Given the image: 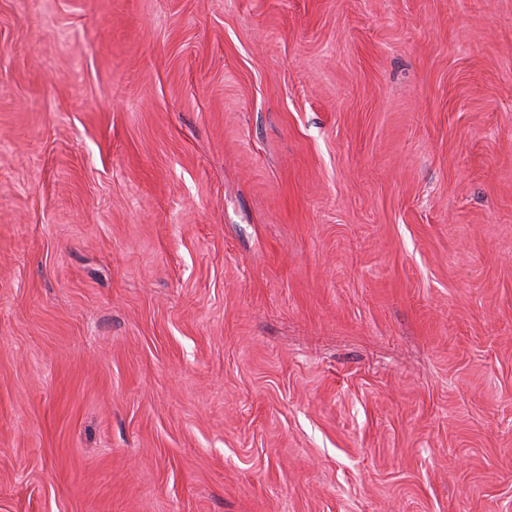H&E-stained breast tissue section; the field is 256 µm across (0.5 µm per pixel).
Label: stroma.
Listing matches in <instances>:
<instances>
[{"label": "stroma", "instance_id": "stroma-1", "mask_svg": "<svg viewBox=\"0 0 512 512\" xmlns=\"http://www.w3.org/2000/svg\"><path fill=\"white\" fill-rule=\"evenodd\" d=\"M0 512H512V0H0Z\"/></svg>", "mask_w": 512, "mask_h": 512}]
</instances>
